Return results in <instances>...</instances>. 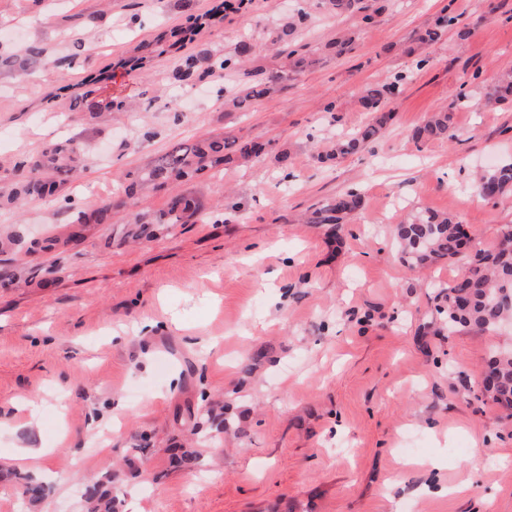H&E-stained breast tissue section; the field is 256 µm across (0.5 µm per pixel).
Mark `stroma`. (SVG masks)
I'll use <instances>...</instances> for the list:
<instances>
[{"label":"stroma","mask_w":512,"mask_h":512,"mask_svg":"<svg viewBox=\"0 0 512 512\" xmlns=\"http://www.w3.org/2000/svg\"><path fill=\"white\" fill-rule=\"evenodd\" d=\"M364 5L381 9L375 23L335 15L326 0L238 10L222 0H0V41L37 42L48 55L33 73L0 75V175L75 136L91 156L64 197L21 216L1 203L0 225L20 218L43 236L188 140L249 136L270 150L264 162H233L137 200L157 212L190 192L211 209L206 223L134 241L121 207L66 252L25 264L0 256L17 275L0 288V406L41 402L0 438V454L52 451L31 474L46 488L33 509L22 505L29 474L0 464V512H86V485L105 476L120 512L133 501L144 512H512V410L474 397L489 353L512 347V331L431 329L437 288L458 265L410 270L391 236L421 208L458 216L479 249L512 224V206L471 188L475 169L512 160V103L473 108L512 65V0ZM296 10L306 20L294 38L320 62L289 73L268 41ZM445 13L457 24L411 54ZM348 31L352 51L328 55ZM244 39L254 79L275 83L250 110L224 105L242 71L174 81L184 54L221 57ZM59 56L73 65L55 67ZM102 71L96 102L82 101L80 82ZM391 81L392 118L377 139L338 165L319 163L330 141L370 121L360 92ZM463 92L471 107L460 106ZM119 102L130 112L119 115ZM442 108L454 139L415 142L412 129ZM351 188L363 204L339 238L304 223ZM408 432L416 459L438 470L403 468ZM175 447L191 449V463L173 466ZM474 454L484 468L473 475ZM426 484L433 494H422Z\"/></svg>","instance_id":"stroma-1"}]
</instances>
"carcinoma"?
<instances>
[{
    "label": "carcinoma",
    "instance_id": "1",
    "mask_svg": "<svg viewBox=\"0 0 512 512\" xmlns=\"http://www.w3.org/2000/svg\"><path fill=\"white\" fill-rule=\"evenodd\" d=\"M453 19L443 15L418 36L421 44H433L441 40ZM292 22L272 36L270 43L285 54L286 66L294 71L307 68L318 59L310 56L303 45H290L288 37ZM252 53V46L244 41L234 54L211 63L201 70L199 59L187 57L176 72L182 84H194L215 70L240 68ZM45 50L38 44H24L12 51L0 48V73L22 72L43 59ZM397 83L376 84L365 88L358 104L366 112L381 110L384 99L393 94ZM270 92L264 82L247 84L227 105L246 111ZM485 105H503L512 102V68L502 70L484 94ZM390 115L379 116L347 138L333 143L330 150L318 153L321 160H338L366 148L379 133ZM412 138L417 142L453 139L451 116L444 108L433 113L422 125L416 127ZM266 157L265 145L256 139L226 140L212 136L191 144H178L158 155L147 166L129 171L122 176V195L117 200L106 199L99 204L79 209L63 227L40 239H27L24 224L17 223L0 234V252L8 253L26 246V253H50L65 248L84 238L85 232L95 224H105L112 216V209L119 206L132 208L130 223L138 225L141 235H149L152 225L165 224L173 228L189 221L207 218L204 206L190 196L174 197L168 208L160 212H144L133 209L137 195L171 182L191 181L209 172H216L234 158L245 162H261ZM85 170L82 143L73 138L47 145L42 151L15 164L9 175L3 196L6 200L22 205L30 200L54 196L76 181ZM476 193L495 203L512 201V162L501 164L481 175L475 183ZM360 193L346 191L333 197L327 204L312 213L310 223L343 224L346 218L361 207ZM394 240L405 266L411 270L425 268L441 260L469 256V261L456 279L445 287L438 306L441 328L450 333L463 330L491 331L500 324L512 320V252L505 244L512 241V225L502 229L499 243L492 250L472 251L473 240L463 230L459 217L438 214L427 210L415 211L394 228ZM486 365L494 378L484 384L482 396L502 407L512 409V350L496 351L489 355ZM85 501L90 512H116V500L102 484L86 485Z\"/></svg>",
    "mask_w": 512,
    "mask_h": 512
}]
</instances>
